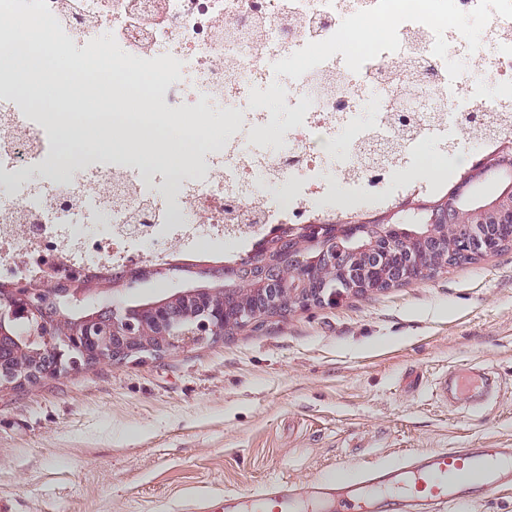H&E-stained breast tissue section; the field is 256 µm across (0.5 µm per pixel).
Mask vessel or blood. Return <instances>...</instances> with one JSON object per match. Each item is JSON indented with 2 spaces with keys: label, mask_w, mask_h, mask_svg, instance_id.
<instances>
[{
  "label": "vessel or blood",
  "mask_w": 512,
  "mask_h": 512,
  "mask_svg": "<svg viewBox=\"0 0 512 512\" xmlns=\"http://www.w3.org/2000/svg\"><path fill=\"white\" fill-rule=\"evenodd\" d=\"M512 477V448H440L387 462L354 476L344 468L326 472L313 494L326 512H375L385 499L400 498L459 508L470 490L496 491ZM226 512H297L298 493L276 480L248 495H229Z\"/></svg>",
  "instance_id": "1"
}]
</instances>
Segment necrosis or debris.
Here are the masks:
<instances>
[{
    "instance_id": "necrosis-or-debris-1",
    "label": "necrosis or debris",
    "mask_w": 512,
    "mask_h": 512,
    "mask_svg": "<svg viewBox=\"0 0 512 512\" xmlns=\"http://www.w3.org/2000/svg\"><path fill=\"white\" fill-rule=\"evenodd\" d=\"M484 20L478 41L455 21ZM383 19L384 38L354 58L343 28ZM0 50L67 60L81 93L113 94L140 83L172 121L223 113L203 167L174 182L110 155L50 175L55 124L0 70V279L38 280L49 267L84 274L159 260L177 241L198 253L243 234L328 215L344 188L353 210L434 192L409 174L459 153L462 120L486 115L494 135L476 153L512 139V0H0ZM481 57L482 71L468 70ZM419 57L425 83L410 96L419 133L401 154L388 148L391 67ZM285 133H263L280 113Z\"/></svg>"
}]
</instances>
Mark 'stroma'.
Here are the masks:
<instances>
[{"instance_id":"obj_1","label":"stroma","mask_w":512,"mask_h":512,"mask_svg":"<svg viewBox=\"0 0 512 512\" xmlns=\"http://www.w3.org/2000/svg\"><path fill=\"white\" fill-rule=\"evenodd\" d=\"M180 272L98 288L144 302ZM480 405L439 399L457 368ZM436 448H512V248L157 357L0 391V512H193L274 479L305 489Z\"/></svg>"}]
</instances>
